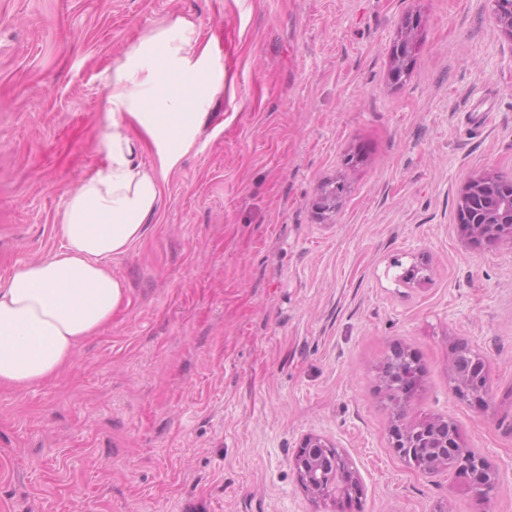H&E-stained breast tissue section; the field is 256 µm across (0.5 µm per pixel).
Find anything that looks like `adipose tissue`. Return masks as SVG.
<instances>
[{
    "mask_svg": "<svg viewBox=\"0 0 512 512\" xmlns=\"http://www.w3.org/2000/svg\"><path fill=\"white\" fill-rule=\"evenodd\" d=\"M212 59V42L180 16L108 71L107 165L68 194L56 228L60 248L0 277V388L21 392L59 378L83 340L126 308L127 285L112 262L144 236L169 173L224 90ZM135 127L153 145L154 165L135 163Z\"/></svg>",
    "mask_w": 512,
    "mask_h": 512,
    "instance_id": "obj_1",
    "label": "adipose tissue"
}]
</instances>
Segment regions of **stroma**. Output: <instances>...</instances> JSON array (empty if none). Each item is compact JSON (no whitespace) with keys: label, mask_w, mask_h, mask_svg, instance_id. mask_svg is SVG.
Wrapping results in <instances>:
<instances>
[{"label":"stroma","mask_w":512,"mask_h":512,"mask_svg":"<svg viewBox=\"0 0 512 512\" xmlns=\"http://www.w3.org/2000/svg\"><path fill=\"white\" fill-rule=\"evenodd\" d=\"M179 16L214 37L224 91L112 263L126 310L62 379L0 389V512H336L292 469L310 434L346 454L361 512H512V242L457 219L471 179H512L491 0H0V276L58 249L105 163L107 69ZM414 264L427 280L400 281ZM460 342L483 404L453 392ZM398 348L422 371L408 418L457 424L498 473L488 502L392 448L377 375ZM417 28V21L408 17L403 22L401 32L391 46L390 54L393 63L391 75L396 82H401L407 75V66L412 57ZM453 374L470 376V382L472 387L476 385L477 381L481 384L486 382L485 373L479 375V372L475 371V366L472 369L474 363V357L476 352L468 347L465 343H458L453 349Z\"/></svg>","instance_id":"stroma-1"}]
</instances>
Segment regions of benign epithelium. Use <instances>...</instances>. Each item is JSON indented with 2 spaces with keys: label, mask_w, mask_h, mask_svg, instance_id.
<instances>
[{
  "label": "benign epithelium",
  "mask_w": 512,
  "mask_h": 512,
  "mask_svg": "<svg viewBox=\"0 0 512 512\" xmlns=\"http://www.w3.org/2000/svg\"><path fill=\"white\" fill-rule=\"evenodd\" d=\"M494 14L498 25L512 37V0H493ZM417 22L413 18H407L397 39L390 49L393 63L391 75L394 81L399 82L407 75V66L412 57L413 47L417 36ZM498 178L491 175L481 176L472 180L463 197L477 195L485 198L490 204V209L504 216L508 220L501 223H491L487 220L474 219L466 229V234L471 237L483 239H496L501 235V226H509V241L512 242V184L506 187L503 195L484 197L488 187L497 183ZM438 432L433 436L421 435V430L415 429L407 424H399V429H390L392 447L399 452L412 451L427 443V447L433 451L450 455L454 460V472L463 479L462 488L475 491L483 488L488 489V484H496L497 475L488 460L482 456L472 459L467 456L466 451L455 447L456 440L453 429L448 425V420L443 418L434 419ZM322 450L329 454L331 465H336V451L338 447L332 441L319 436L308 435L298 446L293 458L292 467L296 473L297 480L302 487L312 495L321 498H343L357 497L360 492V485L355 471L346 464L343 466L341 476L326 486L322 481V474L326 468L321 458L314 456V453Z\"/></svg>",
  "instance_id": "benign-epithelium-1"
}]
</instances>
